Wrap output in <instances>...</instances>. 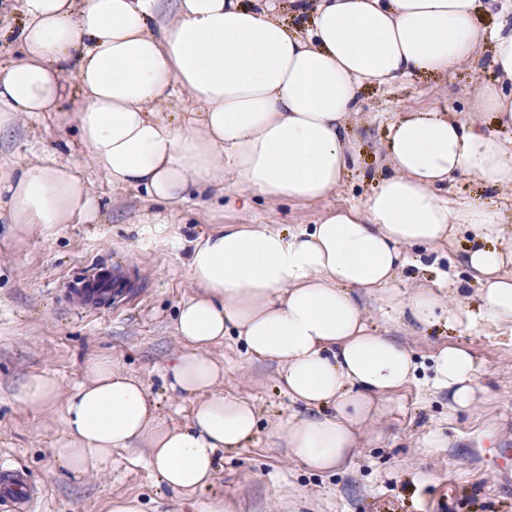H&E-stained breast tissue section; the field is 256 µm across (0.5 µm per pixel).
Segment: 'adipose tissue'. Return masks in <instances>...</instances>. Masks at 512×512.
Returning a JSON list of instances; mask_svg holds the SVG:
<instances>
[{
  "instance_id": "obj_1",
  "label": "adipose tissue",
  "mask_w": 512,
  "mask_h": 512,
  "mask_svg": "<svg viewBox=\"0 0 512 512\" xmlns=\"http://www.w3.org/2000/svg\"><path fill=\"white\" fill-rule=\"evenodd\" d=\"M19 0L14 35L23 57L0 69V136L20 113L57 111L75 74L80 139L117 187L143 188L174 204L232 179L269 200L313 203L333 195L352 162L347 128L367 81L445 74L489 50L492 77L472 112H413L388 128L391 172L361 204L294 231L226 224L193 247L190 279L201 293L181 304L175 331L185 352L172 389L195 396L190 422L171 428L139 380L111 360L86 367L64 422L60 466L76 475L111 467L112 453L147 442V463L175 493L211 484L219 452L257 430L254 406L212 389L223 375L206 355L232 331L247 352L277 362L280 385L323 417H289L271 432L309 468H336L358 426L388 408L416 370L410 352L369 332L355 291L379 293L421 323L441 307L436 288L392 293L408 248L431 252L460 230L473 234L465 265L480 284L476 312L449 322L512 325V243L501 213L482 201L449 203L443 185L462 174L487 191L512 189V28L476 24L478 0H316L307 34L278 19V0L257 10L240 0ZM492 113L486 128L479 113ZM18 230L92 218L95 203L76 169L55 153L0 173ZM479 366L462 346L434 358V387L455 408L474 399Z\"/></svg>"
}]
</instances>
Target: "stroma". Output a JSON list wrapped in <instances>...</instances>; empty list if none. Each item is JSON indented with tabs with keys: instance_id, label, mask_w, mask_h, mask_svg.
Returning a JSON list of instances; mask_svg holds the SVG:
<instances>
[{
	"instance_id": "35a3bbf8",
	"label": "stroma",
	"mask_w": 512,
	"mask_h": 512,
	"mask_svg": "<svg viewBox=\"0 0 512 512\" xmlns=\"http://www.w3.org/2000/svg\"><path fill=\"white\" fill-rule=\"evenodd\" d=\"M489 76L481 50L445 77L367 84L349 130L358 164L335 195L299 204L256 194L246 210L229 182L223 194L194 193L175 206L113 186L80 140L77 98L59 112L22 114L0 143V166L57 153L76 168L96 206L94 219L28 232L18 231L0 208V465L26 474L39 493L36 512H107L109 499L123 496L139 499L143 512H201L202 503L213 500L223 501L224 512H512V494L498 490L485 461L496 449L512 448V330L475 331L444 320L424 327L398 318L377 294L360 297L368 328L408 349L415 377L394 395L389 412L361 424L357 447L340 468L312 470L274 445L273 426L312 411L279 388L277 363L249 355L230 333L208 351L224 370L215 391L251 402L260 430L246 447L219 454L214 486L181 495L167 490L147 465L143 443L116 451L113 466L97 474L77 477L58 464L67 440L63 397L85 382L84 365L95 358L112 359L144 382L169 424L189 423L192 400L169 390L165 371L182 353L176 311L198 293L186 267L193 241L224 224L307 227L330 210L360 203L388 169L383 141L391 121L406 112L472 111ZM470 240V232L460 231L454 247L401 272L394 282L400 297L419 283L449 279L463 282V305H475L477 285L463 263ZM118 258L126 260L139 297L114 312L70 311L64 283ZM445 345L466 346L480 366L468 409H454L449 392L431 383L433 358ZM42 373L58 379L62 396L33 411L18 394L30 376ZM436 430L447 447L421 448L422 438Z\"/></svg>"
}]
</instances>
